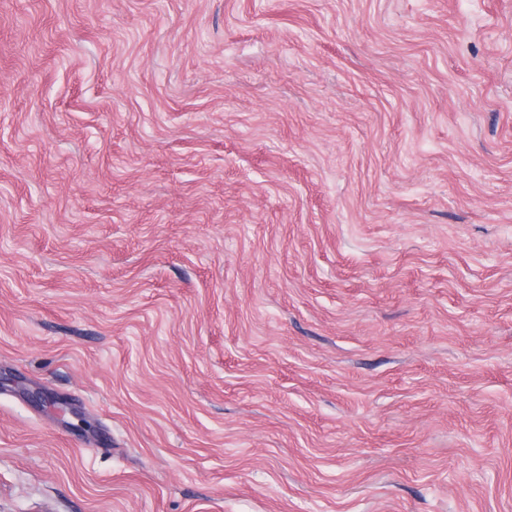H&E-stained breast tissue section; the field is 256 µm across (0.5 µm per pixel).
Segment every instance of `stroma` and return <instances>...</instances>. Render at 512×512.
<instances>
[{
	"label": "stroma",
	"mask_w": 512,
	"mask_h": 512,
	"mask_svg": "<svg viewBox=\"0 0 512 512\" xmlns=\"http://www.w3.org/2000/svg\"><path fill=\"white\" fill-rule=\"evenodd\" d=\"M0 512H512V0H0Z\"/></svg>",
	"instance_id": "1"
}]
</instances>
